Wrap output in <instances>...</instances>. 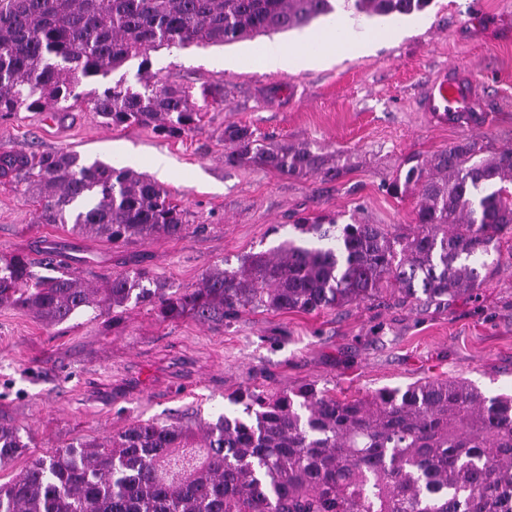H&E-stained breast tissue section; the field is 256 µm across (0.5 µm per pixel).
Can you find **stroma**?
Segmentation results:
<instances>
[{"label": "stroma", "mask_w": 512, "mask_h": 512, "mask_svg": "<svg viewBox=\"0 0 512 512\" xmlns=\"http://www.w3.org/2000/svg\"><path fill=\"white\" fill-rule=\"evenodd\" d=\"M400 38L360 22L373 46L317 68L263 72L257 46L293 44L297 31L227 45L154 52L169 83L209 90L201 125L176 139L141 127H108L89 109L60 120L45 112L0 119V147L77 153L152 174L156 155L171 164L160 183L193 229L178 238L112 243L68 224H41L35 205L0 185V254L39 255L54 246L76 258L92 285L149 267L167 285L199 283L222 261L268 250L297 217L338 215L340 223L415 225L416 194L387 184L412 155L448 148L464 128L419 111L442 71L475 76L483 123L474 133L492 148L512 145V0H432L391 20ZM232 61L229 69L221 61ZM243 122L271 142L309 143L334 153L341 174L297 179L259 166L224 163V126ZM435 378H466L487 394L512 391V253L478 299L446 305L405 301L391 292L315 313L245 310L221 322L161 321L127 310L119 325L79 316L48 326L0 306V423L18 427L29 448L0 465V483L32 458L72 442L106 440L138 420L198 429L230 410V395L316 384L337 397Z\"/></svg>", "instance_id": "35a3bbf8"}]
</instances>
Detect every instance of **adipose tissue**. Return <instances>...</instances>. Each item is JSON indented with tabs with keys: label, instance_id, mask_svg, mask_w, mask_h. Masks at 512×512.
<instances>
[{
	"label": "adipose tissue",
	"instance_id": "obj_1",
	"mask_svg": "<svg viewBox=\"0 0 512 512\" xmlns=\"http://www.w3.org/2000/svg\"><path fill=\"white\" fill-rule=\"evenodd\" d=\"M341 45L357 56L369 51L372 43L350 27L345 28L344 36L339 40L323 32H314L304 35L293 45H262L254 54V63L264 72H287L321 64Z\"/></svg>",
	"mask_w": 512,
	"mask_h": 512
}]
</instances>
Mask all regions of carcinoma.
<instances>
[{
  "instance_id": "cac0c4a2",
  "label": "carcinoma",
  "mask_w": 512,
  "mask_h": 512,
  "mask_svg": "<svg viewBox=\"0 0 512 512\" xmlns=\"http://www.w3.org/2000/svg\"><path fill=\"white\" fill-rule=\"evenodd\" d=\"M430 0H0V118L69 112L87 102L102 123L179 138L203 119L190 88L164 83L150 53L226 45L348 13L381 20ZM138 60V85L119 79ZM224 163L295 178L336 176L333 156L307 143H268L250 126L224 127ZM391 194L418 191L416 226L339 224L301 217L278 246L215 265L170 288L147 268L102 288L54 248L0 256V306L48 326L112 315L129 304L163 321H222L250 308L312 313L391 289L447 304L499 270L512 241V147L466 136L426 159L410 156ZM0 183L38 203L42 224H70L116 243L178 237L184 212L147 175L68 151L0 149ZM242 411L199 432L140 421L105 443L37 456L0 484V512H512V395L465 379L383 387L339 399L313 383L228 397ZM28 444L0 424V463Z\"/></svg>"
}]
</instances>
